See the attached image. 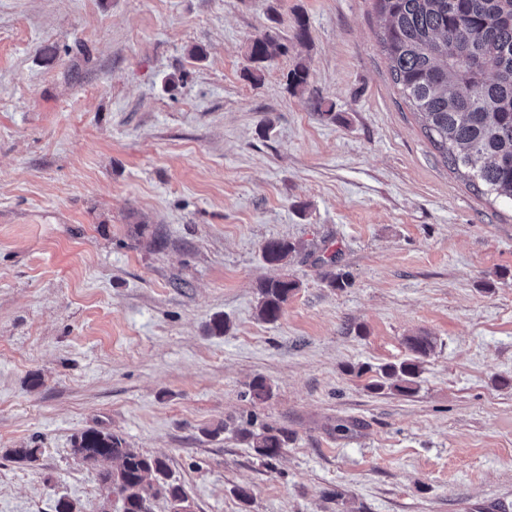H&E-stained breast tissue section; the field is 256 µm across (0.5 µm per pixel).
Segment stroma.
Instances as JSON below:
<instances>
[{
  "mask_svg": "<svg viewBox=\"0 0 512 512\" xmlns=\"http://www.w3.org/2000/svg\"><path fill=\"white\" fill-rule=\"evenodd\" d=\"M383 28L374 0H0V512H119L73 454L90 427L196 512H512V202L448 168ZM272 238L303 249L268 265ZM420 332L416 393L372 390ZM250 423L288 429L277 460ZM281 40L278 34L265 32L250 41L247 46V56L252 64V68L247 70L249 79L260 80L261 71L265 65L276 57L287 53L288 46ZM297 288L298 283L291 279L276 278L261 282L258 286V317L269 323L277 321Z\"/></svg>",
  "mask_w": 512,
  "mask_h": 512,
  "instance_id": "35a3bbf8",
  "label": "stroma"
}]
</instances>
